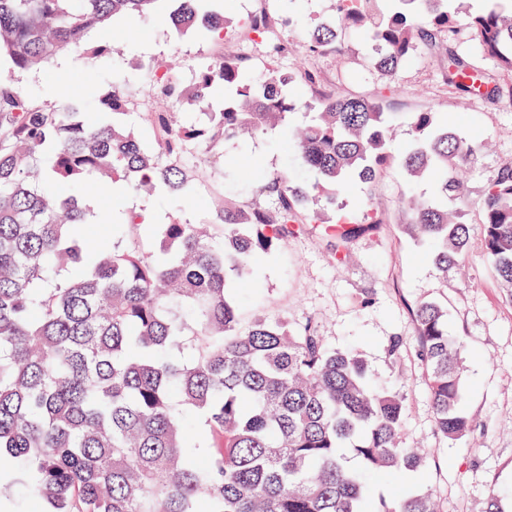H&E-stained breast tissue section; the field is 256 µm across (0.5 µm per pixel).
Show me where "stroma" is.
Listing matches in <instances>:
<instances>
[{"mask_svg":"<svg viewBox=\"0 0 512 512\" xmlns=\"http://www.w3.org/2000/svg\"><path fill=\"white\" fill-rule=\"evenodd\" d=\"M278 21L279 31L297 37L305 27L335 19L336 0H298L287 13L282 0H231L227 11L228 33L217 44L167 28L160 20L141 21L140 40L126 42L122 30L112 38L119 53L103 59L72 56L67 68L50 64L22 74L19 86L42 99L65 98L90 110V91L124 84L139 112L162 110L151 94L153 76L141 69L149 59L174 62L183 80H190L199 64L223 54L245 58L252 74L264 73L263 46L237 32L238 21L257 9ZM337 53L311 54L297 49L283 59L289 72L313 74L314 83L301 84L298 94L306 100L327 96H379L391 114L388 149L399 156L412 137L409 120L422 110L437 112L441 120L477 142L463 192L477 198L481 187L500 167L512 162V101L492 103L482 96L460 98L444 78L443 52L420 47L394 75L380 72L373 61L370 42L360 32L340 35ZM281 131L256 133L224 143V166L201 169L198 183L206 194L193 205L169 197L132 196L145 205L160 223L180 218L204 220L211 203L226 197L239 204L273 208L266 197L253 194L240 170L249 161L261 160L268 171H283L289 163L281 148ZM427 180L409 181L397 165L380 171L372 184L350 181L337 196L335 209L354 223H364L367 212L379 222L353 240L348 256L336 260L320 224L312 222L290 236L286 244L253 264L233 291L239 306L240 325L254 317L285 318L295 326L313 323L331 348L357 349L367 360L375 381L397 391L405 405L401 445L426 451V465L415 472L374 478L375 501L393 502L407 493H429L440 512H485L489 495L500 496L512 512V303L497 278L481 242V214L477 207L449 199L448 210L468 224L470 239L464 262L440 272L428 247L418 245L402 231L411 223L410 198L435 197ZM422 300L439 302L447 311L448 333L464 337V399L462 410L470 420L469 431L450 441L435 428L426 366L419 354L416 326L410 309ZM397 354H390L393 342Z\"/></svg>","mask_w":512,"mask_h":512,"instance_id":"1","label":"stroma"}]
</instances>
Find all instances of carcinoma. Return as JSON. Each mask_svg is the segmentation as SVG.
I'll use <instances>...</instances> for the list:
<instances>
[{
    "instance_id": "carcinoma-1",
    "label": "carcinoma",
    "mask_w": 512,
    "mask_h": 512,
    "mask_svg": "<svg viewBox=\"0 0 512 512\" xmlns=\"http://www.w3.org/2000/svg\"><path fill=\"white\" fill-rule=\"evenodd\" d=\"M226 0H0V500L20 487L47 512H435L432 497L401 496L371 508L368 479L417 471L425 456L399 445L405 416L395 392L372 385L353 350H331L307 323L256 318L239 325L231 282L312 220L343 258L360 225L310 207L329 202L353 176L372 182L392 163L388 113L363 97L303 101L287 53L266 42L268 68L251 77L238 56L222 55L181 84L161 60L145 63L153 93L170 112H140L132 124L125 88L95 93L98 111L65 100L48 105L18 87V74L64 51H116L106 24L160 15L179 35L220 42ZM339 0V22L301 40L309 53L336 52L337 30L369 35L375 65L394 74L418 44L448 55L446 79L459 95L498 100L492 77L476 82L453 50L460 14L482 52L512 71V0ZM98 41L89 42L93 34ZM185 102L202 108L186 114ZM310 119L285 137L310 179L245 170L252 191L274 198L265 210L226 200L209 228L187 220L158 225L145 249L134 230L142 209L112 225V240L88 247L92 210L82 189L124 181L131 193L161 186L196 192L188 166L201 146L264 132L287 117ZM412 142L398 160L439 197L420 199L404 234L427 243L439 269L463 260L469 227L448 214V193L463 185L474 142L437 113L415 112ZM476 205L482 244L512 289V165L488 180ZM429 374L434 423L446 439L469 430L461 411L464 339L448 335L442 306L412 308ZM359 459L348 464L343 449ZM206 458L201 465L197 456Z\"/></svg>"
}]
</instances>
